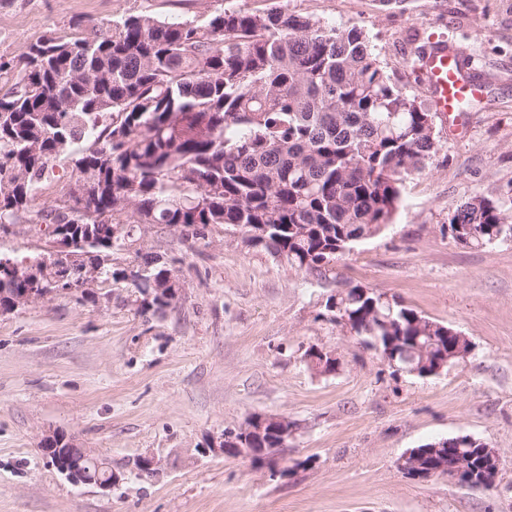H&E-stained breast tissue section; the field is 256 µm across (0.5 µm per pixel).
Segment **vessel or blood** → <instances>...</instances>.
<instances>
[{"label": "vessel or blood", "mask_w": 512, "mask_h": 512, "mask_svg": "<svg viewBox=\"0 0 512 512\" xmlns=\"http://www.w3.org/2000/svg\"><path fill=\"white\" fill-rule=\"evenodd\" d=\"M424 71L434 92L435 110L440 114L456 112L465 98L478 92V85L464 77L457 58L446 45H438L424 59Z\"/></svg>", "instance_id": "1"}]
</instances>
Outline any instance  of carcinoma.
<instances>
[{
    "instance_id": "carcinoma-1",
    "label": "carcinoma",
    "mask_w": 512,
    "mask_h": 512,
    "mask_svg": "<svg viewBox=\"0 0 512 512\" xmlns=\"http://www.w3.org/2000/svg\"><path fill=\"white\" fill-rule=\"evenodd\" d=\"M14 84L0 94V233L36 206L49 166L65 161L86 192L37 212L49 241L27 256L37 276L0 264V304L17 288L80 287L84 265L61 267L51 242L78 239L88 252L134 248L141 224L205 237L210 224L253 234L276 259L317 277L352 245L391 223L405 179L438 152L434 113L397 85L365 35L326 27L276 4L220 8L203 21L150 14L94 23L80 36H44L1 63ZM126 234L112 239V226ZM448 235L479 248L512 239V183L461 202ZM132 286L141 308L176 271L143 257ZM100 264L97 285L124 280ZM337 301L350 332L386 353L404 350L419 372L458 363L472 344L458 330L373 291L345 284ZM424 463L474 461L476 447L448 439L444 455L419 446Z\"/></svg>"
}]
</instances>
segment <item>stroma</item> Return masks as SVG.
Here are the masks:
<instances>
[{"mask_svg": "<svg viewBox=\"0 0 512 512\" xmlns=\"http://www.w3.org/2000/svg\"><path fill=\"white\" fill-rule=\"evenodd\" d=\"M328 27H357L407 93L432 105L419 52L453 43L466 75H492L481 109L438 116L439 151L410 176L379 234L319 280L221 224L191 239L144 225L136 250L174 268L181 288L142 312L130 282L59 292L0 314V512H512V240L457 245V205L512 183V0H276ZM266 0H0V60L43 35L146 13L182 21ZM398 300L472 342L439 374L396 370L325 310L337 283ZM331 353L319 373L305 353ZM254 414L295 431L273 458L225 456L209 443ZM57 431L106 458L120 482L105 492L50 467L39 446ZM498 452L495 485L413 479L405 453L457 436ZM154 456L157 469L135 466Z\"/></svg>", "mask_w": 512, "mask_h": 512, "instance_id": "1", "label": "stroma"}]
</instances>
